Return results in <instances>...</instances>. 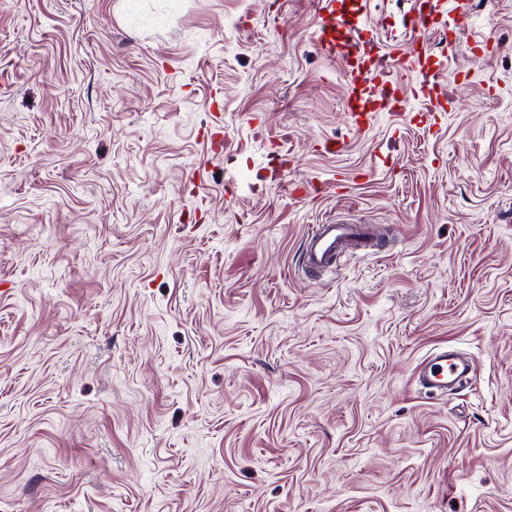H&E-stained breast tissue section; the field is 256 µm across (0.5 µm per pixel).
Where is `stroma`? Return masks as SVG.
Returning <instances> with one entry per match:
<instances>
[{
	"instance_id": "35a3bbf8",
	"label": "stroma",
	"mask_w": 512,
	"mask_h": 512,
	"mask_svg": "<svg viewBox=\"0 0 512 512\" xmlns=\"http://www.w3.org/2000/svg\"><path fill=\"white\" fill-rule=\"evenodd\" d=\"M403 9L364 2L394 51ZM318 27L0 0V512H512V0L434 125L352 131ZM314 224L387 252L306 277ZM440 346L477 367L446 400L411 383Z\"/></svg>"
}]
</instances>
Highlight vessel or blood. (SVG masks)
Masks as SVG:
<instances>
[{
  "label": "vessel or blood",
  "instance_id": "vessel-or-blood-1",
  "mask_svg": "<svg viewBox=\"0 0 512 512\" xmlns=\"http://www.w3.org/2000/svg\"><path fill=\"white\" fill-rule=\"evenodd\" d=\"M356 0H319L321 48L340 57L348 76V110L354 129L371 127L382 112H403L410 103L439 115L452 111L453 98L441 77L442 60L456 51L454 42L434 50L425 35L434 31L424 0H412L408 24L413 34L403 52L369 36L366 27L355 24ZM371 248L369 228L363 224H316L303 242L302 265L308 274L335 271L338 257L347 251ZM473 365L454 351L438 347L429 352L413 373L421 392L445 399L465 385L473 384Z\"/></svg>",
  "mask_w": 512,
  "mask_h": 512
}]
</instances>
